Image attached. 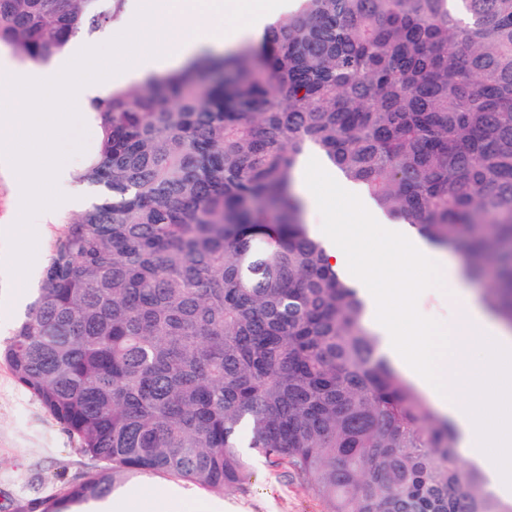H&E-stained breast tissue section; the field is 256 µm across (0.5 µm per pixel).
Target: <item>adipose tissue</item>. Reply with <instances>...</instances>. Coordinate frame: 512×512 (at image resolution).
I'll list each match as a JSON object with an SVG mask.
<instances>
[{"label":"adipose tissue","mask_w":512,"mask_h":512,"mask_svg":"<svg viewBox=\"0 0 512 512\" xmlns=\"http://www.w3.org/2000/svg\"><path fill=\"white\" fill-rule=\"evenodd\" d=\"M244 10L250 23L243 31L245 39L262 38L266 25L282 6L277 0H143L129 28L138 45L133 60L109 65L102 52L90 48L78 51L54 69H41L25 78L26 85L58 98L62 106L54 112L37 108L11 114L12 135L0 141V159L26 191L30 203L15 214L10 230L19 233L21 225L40 223L41 202L53 195L65 165L59 151L51 148V133L66 128L72 117L70 103L82 91L93 89L105 95L112 77L144 78L182 66L205 47L223 48L220 24L228 11ZM298 192L308 206L331 211L335 200H342L346 217L336 229L327 230L329 261L341 266L350 250L361 249L394 266L403 256L427 263L442 286L464 290L462 310L446 330L450 344L434 345L439 328L418 324L422 340L410 352H403L400 323L417 299L415 289L402 291L403 310L387 305V291L377 285L367 269H360L359 283L369 305V323L383 336L388 352L402 356L403 364L430 392L442 415L457 428L463 456L479 464L491 488L512 494V329L500 323L484 303L464 289L465 282L457 265L436 251L404 224H397L384 240H365V225L382 221L379 212L368 208L356 187L335 175H328L321 187L301 180ZM483 348V358H475V348ZM149 512H224L219 499H201L180 489H172L155 498Z\"/></svg>","instance_id":"1"}]
</instances>
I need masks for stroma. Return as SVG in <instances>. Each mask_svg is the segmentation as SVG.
Returning <instances> with one entry per match:
<instances>
[{
  "mask_svg": "<svg viewBox=\"0 0 512 512\" xmlns=\"http://www.w3.org/2000/svg\"><path fill=\"white\" fill-rule=\"evenodd\" d=\"M98 139L88 121L59 132L55 145L61 148L72 171H80ZM48 218L42 224L24 225L20 241L0 239V345L13 335L23 318L14 297H33L42 280L43 268L64 235L74 210L60 199L44 202ZM393 281H416L423 290L417 313L433 326L447 325L459 303L441 287L432 269L401 260ZM101 461L83 453L64 426L0 361V512H23L34 503L58 495L64 482L101 469ZM200 496H216L234 507V512H323L324 505L286 470L271 469L263 460L253 462L252 475L244 489L216 492L203 488Z\"/></svg>",
  "mask_w": 512,
  "mask_h": 512,
  "instance_id": "stroma-1",
  "label": "stroma"
}]
</instances>
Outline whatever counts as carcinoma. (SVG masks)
Masks as SVG:
<instances>
[{
  "instance_id": "cac0c4a2",
  "label": "carcinoma",
  "mask_w": 512,
  "mask_h": 512,
  "mask_svg": "<svg viewBox=\"0 0 512 512\" xmlns=\"http://www.w3.org/2000/svg\"><path fill=\"white\" fill-rule=\"evenodd\" d=\"M262 40L83 104L98 140L0 359L111 467L67 512L163 473L285 467L325 512H512L364 324L310 235L309 148L391 218L461 254L512 326V0H298ZM125 0H0V45L45 64Z\"/></svg>"
}]
</instances>
